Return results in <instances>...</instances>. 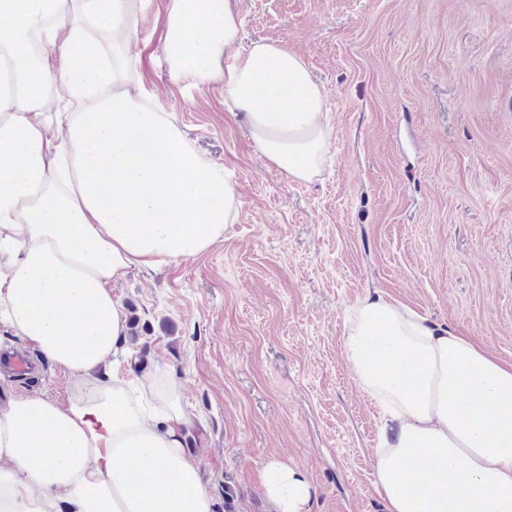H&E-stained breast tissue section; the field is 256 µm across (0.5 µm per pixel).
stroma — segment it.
I'll list each match as a JSON object with an SVG mask.
<instances>
[{"label": "stroma", "instance_id": "1", "mask_svg": "<svg viewBox=\"0 0 512 512\" xmlns=\"http://www.w3.org/2000/svg\"><path fill=\"white\" fill-rule=\"evenodd\" d=\"M169 4L137 15L140 85L223 166L237 218L200 255L111 283L138 321L124 377L177 380L212 512H272V459L307 479L309 512H385L348 309L383 296L512 365V0H236L244 41L300 54L326 92L330 149L309 182L261 153L223 80L172 77ZM6 350L38 372L0 369V402L68 405L74 377L0 323Z\"/></svg>", "mask_w": 512, "mask_h": 512}]
</instances>
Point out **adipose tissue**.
Here are the masks:
<instances>
[{"instance_id":"ef3b65f1","label":"adipose tissue","mask_w":512,"mask_h":512,"mask_svg":"<svg viewBox=\"0 0 512 512\" xmlns=\"http://www.w3.org/2000/svg\"><path fill=\"white\" fill-rule=\"evenodd\" d=\"M145 2L0 0V322L77 381L64 408L0 404V512H211L169 372L134 389L117 373L128 327L110 283L199 255L236 218L223 167L129 90ZM163 54L174 78H223L225 108L278 169L319 175L324 88L297 53L243 43L231 0H171ZM282 83L291 105L269 108ZM343 345L381 409L385 512H512V367L379 295L350 309ZM265 468L275 512H307L308 481Z\"/></svg>"}]
</instances>
